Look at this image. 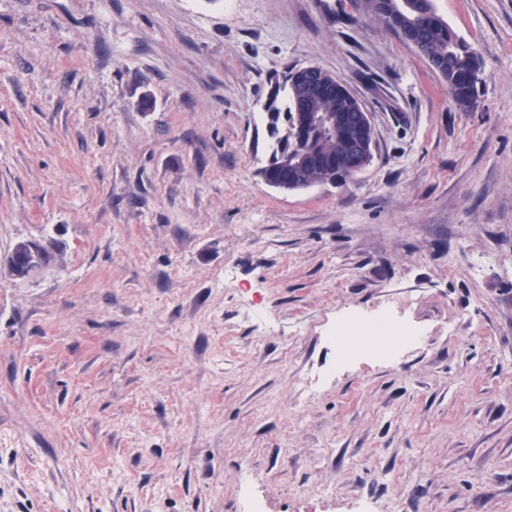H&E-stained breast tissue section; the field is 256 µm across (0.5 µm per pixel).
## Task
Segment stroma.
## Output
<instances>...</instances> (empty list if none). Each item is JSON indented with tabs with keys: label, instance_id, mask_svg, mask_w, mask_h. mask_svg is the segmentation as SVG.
Listing matches in <instances>:
<instances>
[{
	"label": "stroma",
	"instance_id": "obj_1",
	"mask_svg": "<svg viewBox=\"0 0 512 512\" xmlns=\"http://www.w3.org/2000/svg\"><path fill=\"white\" fill-rule=\"evenodd\" d=\"M433 3L470 109L357 0H0V512H512V0ZM294 65L371 114L343 184L257 174ZM52 258V251L42 243L20 241L6 257V265L14 275L26 277L46 265ZM418 331L387 313L369 319L350 317L330 325L326 339L345 355H367L384 361L397 360L418 342Z\"/></svg>",
	"mask_w": 512,
	"mask_h": 512
}]
</instances>
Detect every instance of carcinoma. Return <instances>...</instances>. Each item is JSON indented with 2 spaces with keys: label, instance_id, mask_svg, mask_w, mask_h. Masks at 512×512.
Instances as JSON below:
<instances>
[{
  "label": "carcinoma",
  "instance_id": "cac0c4a2",
  "mask_svg": "<svg viewBox=\"0 0 512 512\" xmlns=\"http://www.w3.org/2000/svg\"><path fill=\"white\" fill-rule=\"evenodd\" d=\"M378 20L394 32L400 28L415 38L422 56L439 69L448 90L454 91V101L463 108L472 105L476 90L465 87L461 77L481 68V63L471 47L461 41L452 42L453 33L437 14L432 0H389L388 16ZM280 88L287 91L285 107H280L277 99L266 106L274 143L267 165L260 169L261 176L286 173L289 180L298 182L321 172L318 159L332 158L336 166L329 177L335 183L356 175L359 166L372 162V128L363 117L359 100L342 79L320 70L295 83L287 74ZM297 110L311 118L335 120L336 132L319 136L309 146L292 145L280 137L279 122L289 124ZM52 258V251L42 243L20 241L6 257V265L14 275L26 277Z\"/></svg>",
  "mask_w": 512,
  "mask_h": 512
}]
</instances>
